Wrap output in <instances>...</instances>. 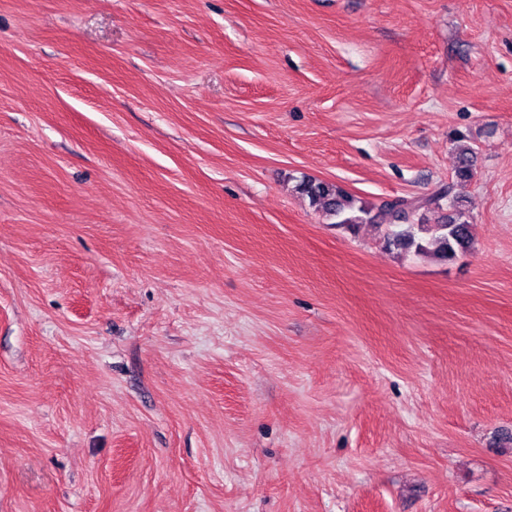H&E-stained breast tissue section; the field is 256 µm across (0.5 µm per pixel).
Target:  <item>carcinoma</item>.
Listing matches in <instances>:
<instances>
[{
  "mask_svg": "<svg viewBox=\"0 0 512 512\" xmlns=\"http://www.w3.org/2000/svg\"><path fill=\"white\" fill-rule=\"evenodd\" d=\"M455 179L434 195L384 201L370 206L339 186L306 179L296 190L327 219L354 232L362 224L382 228V244L389 251L451 259L471 246V224L455 187L473 177L474 148L457 141Z\"/></svg>",
  "mask_w": 512,
  "mask_h": 512,
  "instance_id": "obj_1",
  "label": "carcinoma"
}]
</instances>
